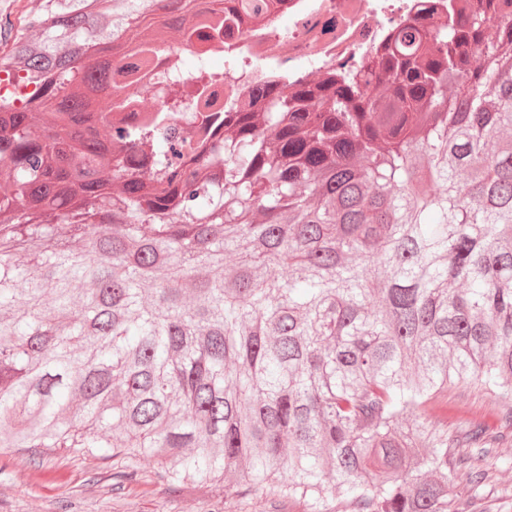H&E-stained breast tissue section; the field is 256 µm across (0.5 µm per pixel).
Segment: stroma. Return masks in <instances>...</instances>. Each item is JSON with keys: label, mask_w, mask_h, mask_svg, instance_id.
<instances>
[{"label": "stroma", "mask_w": 512, "mask_h": 512, "mask_svg": "<svg viewBox=\"0 0 512 512\" xmlns=\"http://www.w3.org/2000/svg\"><path fill=\"white\" fill-rule=\"evenodd\" d=\"M438 417L449 427L480 421L497 427L488 397L459 382L448 391ZM492 481L481 492L479 512H512V443L487 455ZM0 512H310L290 499L272 508L227 504L224 484H168L156 466L142 462L129 473L124 462L76 455L62 448H18L0 452Z\"/></svg>", "instance_id": "stroma-1"}]
</instances>
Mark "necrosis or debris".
I'll return each mask as SVG.
<instances>
[{
	"label": "necrosis or debris",
	"mask_w": 512,
	"mask_h": 512,
	"mask_svg": "<svg viewBox=\"0 0 512 512\" xmlns=\"http://www.w3.org/2000/svg\"><path fill=\"white\" fill-rule=\"evenodd\" d=\"M250 0H224L225 13L237 15L231 33L210 42L177 45L135 40L120 63V83L129 98L120 109L123 127L148 126L152 136L173 143L174 162L183 166L207 149L204 122L211 112L234 115L260 91L288 84H310L340 65H356L382 51L403 27L448 23V0H261L264 9L248 15ZM210 64L224 61V78L201 83L187 70L185 56ZM182 89L173 101L170 88Z\"/></svg>",
	"instance_id": "necrosis-or-debris-1"
}]
</instances>
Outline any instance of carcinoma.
<instances>
[{
    "instance_id": "1",
    "label": "carcinoma",
    "mask_w": 512,
    "mask_h": 512,
    "mask_svg": "<svg viewBox=\"0 0 512 512\" xmlns=\"http://www.w3.org/2000/svg\"><path fill=\"white\" fill-rule=\"evenodd\" d=\"M72 2L0 40V448L312 512H465L458 480L489 482L512 430V0L236 113L188 170L146 128L84 126L112 70L78 46L148 0ZM465 380L503 430L437 421Z\"/></svg>"
}]
</instances>
